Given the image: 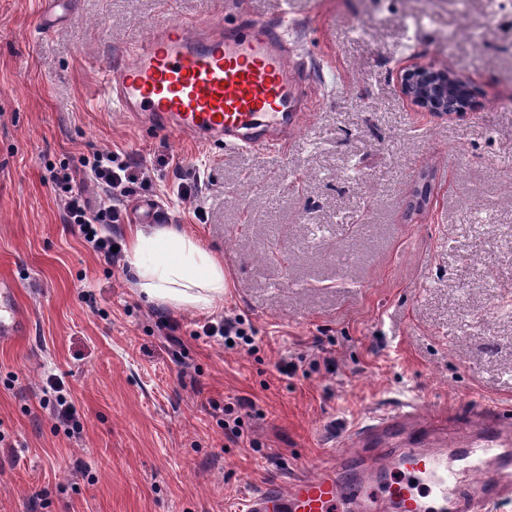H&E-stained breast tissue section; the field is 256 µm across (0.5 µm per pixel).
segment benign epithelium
<instances>
[{
  "instance_id": "obj_1",
  "label": "benign epithelium",
  "mask_w": 512,
  "mask_h": 512,
  "mask_svg": "<svg viewBox=\"0 0 512 512\" xmlns=\"http://www.w3.org/2000/svg\"><path fill=\"white\" fill-rule=\"evenodd\" d=\"M399 79L402 93L427 112H463L473 106L469 98L448 100L464 81L446 67L414 62L399 68Z\"/></svg>"
}]
</instances>
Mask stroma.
<instances>
[{"label":"stroma","instance_id":"stroma-1","mask_svg":"<svg viewBox=\"0 0 512 512\" xmlns=\"http://www.w3.org/2000/svg\"><path fill=\"white\" fill-rule=\"evenodd\" d=\"M290 8L319 105L277 155L140 128L99 74L166 23L273 17L279 0H0V279L31 319L0 341V512H239L374 411L416 397L512 414V0ZM410 56L467 78L476 108L413 105L397 79ZM105 150L132 163L118 234L152 199L223 257L214 310L147 302L66 224L46 164ZM235 316L257 353L196 337ZM298 355L317 368L278 371ZM51 374L80 437L41 403ZM239 398L250 447L224 432Z\"/></svg>","mask_w":512,"mask_h":512}]
</instances>
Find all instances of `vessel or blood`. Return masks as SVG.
Here are the masks:
<instances>
[{
    "label": "vessel or blood",
    "instance_id": "1",
    "mask_svg": "<svg viewBox=\"0 0 512 512\" xmlns=\"http://www.w3.org/2000/svg\"><path fill=\"white\" fill-rule=\"evenodd\" d=\"M288 15L170 23L135 44L105 78L106 99L138 126L211 145L274 152L310 111L298 81ZM28 316L0 287V339L26 335ZM444 406L419 401L346 431L320 471L254 493L242 512H504L512 506V417L476 403L473 435L449 441L432 425Z\"/></svg>",
    "mask_w": 512,
    "mask_h": 512
}]
</instances>
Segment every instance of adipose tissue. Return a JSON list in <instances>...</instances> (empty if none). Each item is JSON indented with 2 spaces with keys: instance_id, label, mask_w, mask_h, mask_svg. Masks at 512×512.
Listing matches in <instances>:
<instances>
[{
  "instance_id": "adipose-tissue-1",
  "label": "adipose tissue",
  "mask_w": 512,
  "mask_h": 512,
  "mask_svg": "<svg viewBox=\"0 0 512 512\" xmlns=\"http://www.w3.org/2000/svg\"><path fill=\"white\" fill-rule=\"evenodd\" d=\"M139 294L175 309L209 311L224 299V261L171 227L137 230L127 254Z\"/></svg>"
}]
</instances>
